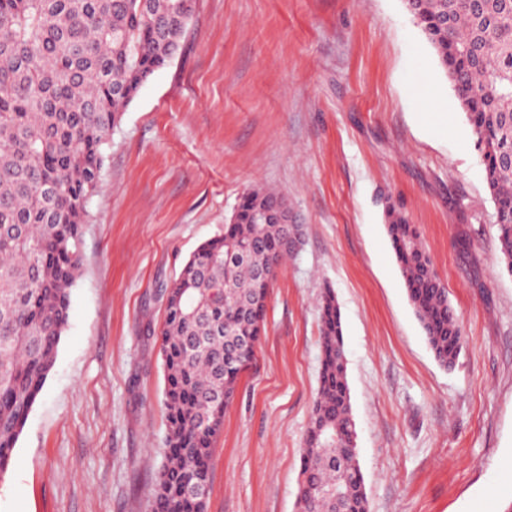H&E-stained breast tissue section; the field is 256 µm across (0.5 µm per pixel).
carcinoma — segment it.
Returning <instances> with one entry per match:
<instances>
[{"instance_id": "cac0c4a2", "label": "carcinoma", "mask_w": 512, "mask_h": 512, "mask_svg": "<svg viewBox=\"0 0 512 512\" xmlns=\"http://www.w3.org/2000/svg\"><path fill=\"white\" fill-rule=\"evenodd\" d=\"M435 49L482 153L500 260L512 273V0H405ZM187 0H0V477L51 372L80 276L82 226L114 126L181 51ZM285 197L243 195L224 235L201 245L163 290L167 434L150 512H205L213 444L242 373L241 340L295 247ZM389 237L436 360L463 332L419 233L393 204ZM322 363L300 473L299 512H367L340 313L322 298ZM194 485L200 493L189 492Z\"/></svg>"}]
</instances>
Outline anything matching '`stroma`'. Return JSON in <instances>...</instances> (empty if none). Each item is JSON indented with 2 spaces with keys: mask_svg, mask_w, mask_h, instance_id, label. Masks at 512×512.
Listing matches in <instances>:
<instances>
[{
  "mask_svg": "<svg viewBox=\"0 0 512 512\" xmlns=\"http://www.w3.org/2000/svg\"><path fill=\"white\" fill-rule=\"evenodd\" d=\"M254 188L302 234L214 445L205 512H297L341 314L369 512L512 502V275L475 136L403 0H196L179 55L104 147L55 365L0 512H149L165 455L164 286ZM415 224L463 330L434 358L384 222Z\"/></svg>",
  "mask_w": 512,
  "mask_h": 512,
  "instance_id": "obj_1",
  "label": "stroma"
}]
</instances>
